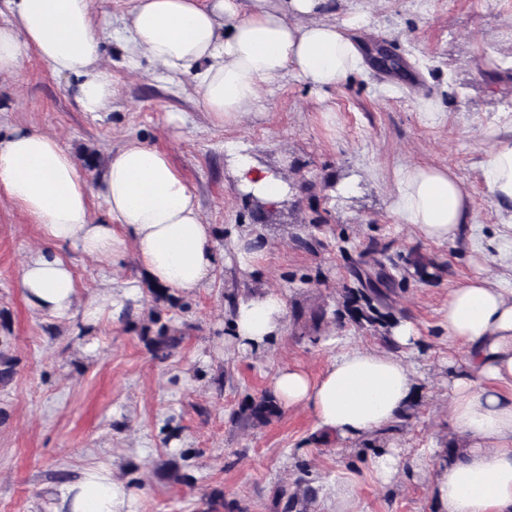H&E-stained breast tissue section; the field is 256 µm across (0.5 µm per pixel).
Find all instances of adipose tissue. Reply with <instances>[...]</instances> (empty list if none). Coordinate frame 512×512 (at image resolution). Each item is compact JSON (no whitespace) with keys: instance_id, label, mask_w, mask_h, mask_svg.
Listing matches in <instances>:
<instances>
[{"instance_id":"adipose-tissue-1","label":"adipose tissue","mask_w":512,"mask_h":512,"mask_svg":"<svg viewBox=\"0 0 512 512\" xmlns=\"http://www.w3.org/2000/svg\"><path fill=\"white\" fill-rule=\"evenodd\" d=\"M0 22V75L16 74L28 54L74 85L81 111L100 117L112 102V71L102 62L104 39L123 48L132 71L148 69L173 82L188 80L218 127L262 113L265 87L294 74L310 89L336 88L360 71V50L373 31L365 18L360 39L320 20L326 0H133L124 28L99 33L92 0H6ZM482 173L507 223H512V137L487 152ZM239 189L269 206L286 183L248 157L235 165ZM0 194L37 225L45 248L23 263L20 286L29 304L54 318L70 315L79 293L68 248L121 266L134 257L147 279L172 292L209 284L223 263L213 225L169 155L139 140L110 154L96 183L53 136L16 126L0 135ZM106 206L94 220L92 198ZM471 197L448 169L406 168L394 211L433 242L456 239L471 213ZM137 286L112 281L84 307V323L118 320L136 307ZM287 304L272 289L234 299L225 339L245 354L282 335ZM441 326L463 348V368L448 382V422L465 436L462 448L434 449L430 494L437 512H512V295L482 275L448 293ZM420 335L395 323L392 351L353 348L333 358L317 377L284 368L273 391L287 408L301 407L318 428L358 441L401 422L414 395V370L403 351ZM132 494L104 468L91 467L66 485L55 512H133Z\"/></svg>"}]
</instances>
